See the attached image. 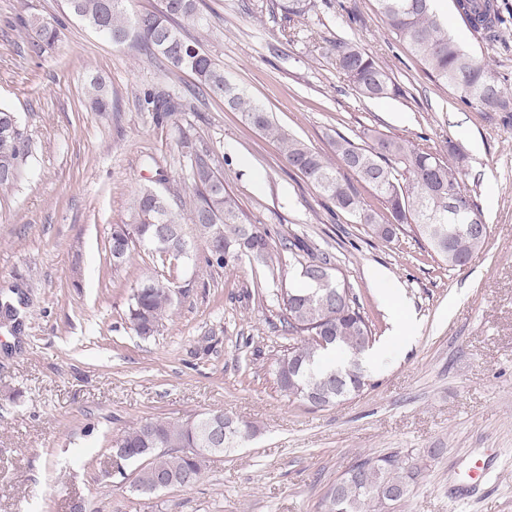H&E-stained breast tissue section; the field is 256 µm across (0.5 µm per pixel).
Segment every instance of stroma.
<instances>
[{"instance_id": "1", "label": "stroma", "mask_w": 512, "mask_h": 512, "mask_svg": "<svg viewBox=\"0 0 512 512\" xmlns=\"http://www.w3.org/2000/svg\"><path fill=\"white\" fill-rule=\"evenodd\" d=\"M270 0H198L203 49L284 131L322 154L336 134L373 130L468 156L465 182L489 226L462 267L431 259L410 234L386 243L340 211L282 159L276 142L222 100H196V78L98 36L65 0H0V104L30 138L29 172L0 190V512H322L331 484L359 455L418 453L424 470L397 512H512V110L460 103L387 31L373 0H313L292 29ZM498 33L474 32L446 0L448 29L488 60L512 95V0H497ZM57 18V46L36 55L21 21ZM356 44L402 91L366 99L336 66L335 45ZM112 89L101 114L84 100L90 76ZM147 90L190 97L164 122L143 108ZM219 159L224 184L267 230L272 267L169 264L143 249L113 267L108 240L159 174L193 193L180 129ZM299 239L304 249L289 248ZM326 254L375 323L386 352L370 385L315 408L279 388L275 361L293 342L276 296L300 285L310 255ZM387 279L377 284L374 270ZM153 273L187 295L158 333L142 338L126 314L131 289ZM413 320L395 343L385 288ZM221 409L255 434L212 457L191 487L137 491L138 463L110 447L130 423L183 421ZM495 450L484 493L462 487L471 452Z\"/></svg>"}]
</instances>
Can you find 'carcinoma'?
Instances as JSON below:
<instances>
[{
  "label": "carcinoma",
  "instance_id": "obj_1",
  "mask_svg": "<svg viewBox=\"0 0 512 512\" xmlns=\"http://www.w3.org/2000/svg\"><path fill=\"white\" fill-rule=\"evenodd\" d=\"M388 32L421 63L433 80L453 90L466 106L486 111L506 110L512 98L492 76L488 62L467 53L448 35V19L440 13V0H374ZM72 14L95 32L120 44L129 38L146 53L173 69L188 71L197 79L196 88L205 97L224 100L231 110L241 113L254 129L277 141L280 154L289 166L301 172L337 208L349 213L385 242L396 233L386 228L397 224L427 241L433 253L448 267L466 263L481 249L488 237L457 234L438 243L423 225L431 217L448 224V200L458 204L457 223L478 224L488 229L483 212L462 185L466 160L461 148L448 143L445 154L424 151L404 137L370 134L365 147L336 134L331 141L336 161L332 162L302 140L275 126L269 112L254 104L242 91L224 78V71L202 50L186 26L200 24L197 0H161L155 12L130 17L126 0H67ZM311 0H272L291 22L311 10ZM455 8L470 28L494 35L497 18L493 0H455ZM29 31L30 49L41 54L60 41L59 24L33 16L23 20ZM336 64L364 98L396 96L400 87L368 52L345 42L336 44ZM88 105L95 111L112 108V93L102 75L93 76L86 86ZM144 103L162 121L183 111V97L175 93L149 92ZM180 144L191 161L192 198L176 188L161 193L142 189L135 197L130 221L112 225L109 253L112 265L127 263L139 246L170 261L185 262L196 256L188 242L202 248L208 268H232L244 258L268 265L271 243L268 232L247 220L237 200L224 185L213 151L200 147L187 133ZM31 156L30 139L17 115L0 104V189L13 186L21 178ZM352 171L357 181L368 186L384 205L388 215L379 214L361 197L357 188L340 178V169ZM330 259L311 256L302 268L304 285L290 288L282 296V324L288 333L300 337L275 364L281 391L302 401L309 385L326 391L323 405L333 406L345 396L364 391L369 375L359 364L360 357L376 342V332L362 315L358 297L345 278L330 272ZM342 290L345 297L336 298ZM187 290L172 279L159 275L142 277L132 288L127 320L137 335L149 337L159 331L167 312ZM322 340H317V337ZM214 416L230 422L224 411L201 413L180 423L163 418L137 421L124 428L114 451L124 462H137L149 455L152 467L139 471L136 490H160L155 473L173 479L175 486L197 483L206 466V455L186 454V448H209L204 442V422ZM239 434L224 433L222 451L232 449L254 433V426L238 422ZM422 458L390 453L364 456L327 491L324 512H395L411 494L422 475ZM387 489L401 490L396 501L387 499Z\"/></svg>",
  "mask_w": 512,
  "mask_h": 512
}]
</instances>
